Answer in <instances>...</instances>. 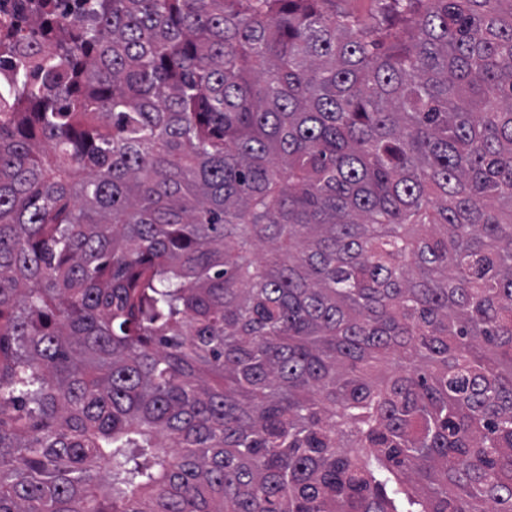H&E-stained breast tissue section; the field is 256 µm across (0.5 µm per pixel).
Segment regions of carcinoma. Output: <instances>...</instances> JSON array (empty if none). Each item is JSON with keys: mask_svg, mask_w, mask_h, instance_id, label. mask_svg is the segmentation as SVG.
Instances as JSON below:
<instances>
[{"mask_svg": "<svg viewBox=\"0 0 512 512\" xmlns=\"http://www.w3.org/2000/svg\"><path fill=\"white\" fill-rule=\"evenodd\" d=\"M0 512H512V0H7ZM336 9L352 12L369 25H379L385 20L379 0H336Z\"/></svg>", "mask_w": 512, "mask_h": 512, "instance_id": "1", "label": "carcinoma"}]
</instances>
